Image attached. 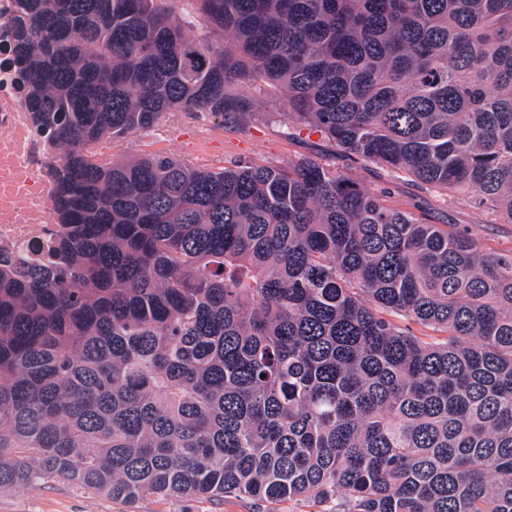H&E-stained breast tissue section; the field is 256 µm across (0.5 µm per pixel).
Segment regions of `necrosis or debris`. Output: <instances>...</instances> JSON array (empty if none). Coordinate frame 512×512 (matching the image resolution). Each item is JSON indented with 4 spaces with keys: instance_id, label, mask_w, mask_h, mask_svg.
Listing matches in <instances>:
<instances>
[{
    "instance_id": "obj_1",
    "label": "necrosis or debris",
    "mask_w": 512,
    "mask_h": 512,
    "mask_svg": "<svg viewBox=\"0 0 512 512\" xmlns=\"http://www.w3.org/2000/svg\"><path fill=\"white\" fill-rule=\"evenodd\" d=\"M17 11V0H0V257L40 265L62 230L54 173L64 153L34 123L19 86Z\"/></svg>"
}]
</instances>
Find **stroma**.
Returning <instances> with one entry per match:
<instances>
[{
    "instance_id": "obj_1",
    "label": "stroma",
    "mask_w": 512,
    "mask_h": 512,
    "mask_svg": "<svg viewBox=\"0 0 512 512\" xmlns=\"http://www.w3.org/2000/svg\"><path fill=\"white\" fill-rule=\"evenodd\" d=\"M232 91L252 102L253 111L228 112L221 118L205 112H168L149 128L104 140L99 151L111 162L162 156L205 169L285 167L313 158L349 174L368 192L385 196L424 223L454 225L486 252L512 255V224L493 223L491 215L474 207L470 193L433 188L341 151L320 133L290 119L280 91L262 81L242 80ZM0 512H322V507L304 497L269 504L246 497L187 500L156 495L124 508L56 478L0 494Z\"/></svg>"
}]
</instances>
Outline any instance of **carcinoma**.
<instances>
[{
	"mask_svg": "<svg viewBox=\"0 0 512 512\" xmlns=\"http://www.w3.org/2000/svg\"><path fill=\"white\" fill-rule=\"evenodd\" d=\"M18 0L64 229L0 263V492L512 512V256L348 175L92 160L239 79L342 151L512 224V0ZM444 335L428 342L388 315Z\"/></svg>",
	"mask_w": 512,
	"mask_h": 512,
	"instance_id": "cac0c4a2",
	"label": "carcinoma"
}]
</instances>
